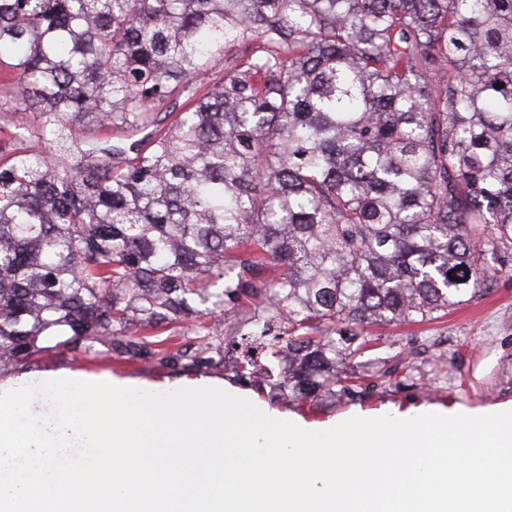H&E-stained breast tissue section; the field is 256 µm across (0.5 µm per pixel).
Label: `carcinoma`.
<instances>
[{"instance_id":"carcinoma-1","label":"carcinoma","mask_w":512,"mask_h":512,"mask_svg":"<svg viewBox=\"0 0 512 512\" xmlns=\"http://www.w3.org/2000/svg\"><path fill=\"white\" fill-rule=\"evenodd\" d=\"M5 52L0 111L37 118L0 144L8 367L52 327L117 326L136 360L149 330L263 299L243 357L297 400L352 393L364 326L481 292L485 227L512 244V0H0ZM35 134L47 151L16 147ZM245 49L244 44H239L229 49L223 60L216 59L206 67L196 78L197 82H202L206 87L212 86L224 76V70L234 64L237 56L241 55Z\"/></svg>"}]
</instances>
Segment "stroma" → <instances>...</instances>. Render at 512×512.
Segmentation results:
<instances>
[{
  "mask_svg": "<svg viewBox=\"0 0 512 512\" xmlns=\"http://www.w3.org/2000/svg\"><path fill=\"white\" fill-rule=\"evenodd\" d=\"M372 344L351 366L361 379L357 394L296 401L237 376L221 359L163 366L157 357L128 363L109 350L108 337L51 348L13 369L23 383L64 373L110 374L171 391L211 380L249 392L270 409L311 423L336 420L351 411L375 415L422 404L478 408L512 401V249L498 252L485 290L437 313L435 319L371 325Z\"/></svg>",
  "mask_w": 512,
  "mask_h": 512,
  "instance_id": "1",
  "label": "stroma"
}]
</instances>
